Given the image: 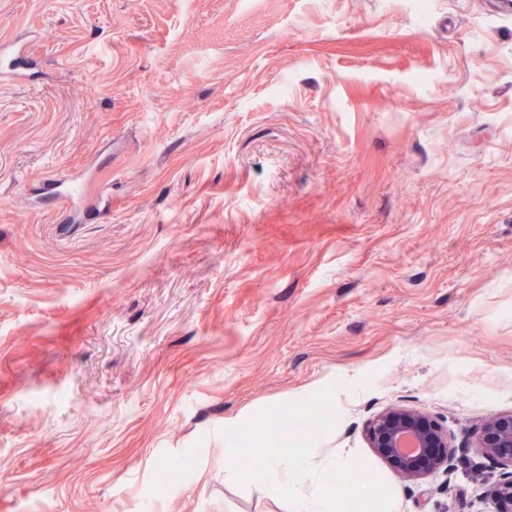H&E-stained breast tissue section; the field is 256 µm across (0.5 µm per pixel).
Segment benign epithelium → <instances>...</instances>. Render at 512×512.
Returning <instances> with one entry per match:
<instances>
[{
  "label": "benign epithelium",
  "instance_id": "1",
  "mask_svg": "<svg viewBox=\"0 0 512 512\" xmlns=\"http://www.w3.org/2000/svg\"><path fill=\"white\" fill-rule=\"evenodd\" d=\"M371 448L401 478L425 481L450 470L454 447L448 430L434 417L409 408H392L372 418L366 426ZM476 448L506 469L504 478L484 491L494 512H512V413L495 416L482 426Z\"/></svg>",
  "mask_w": 512,
  "mask_h": 512
}]
</instances>
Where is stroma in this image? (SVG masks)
Here are the masks:
<instances>
[{
  "label": "stroma",
  "instance_id": "1",
  "mask_svg": "<svg viewBox=\"0 0 512 512\" xmlns=\"http://www.w3.org/2000/svg\"><path fill=\"white\" fill-rule=\"evenodd\" d=\"M0 512H293L221 430L332 388L393 512H492L512 412V16L483 0H0ZM83 178L74 199L49 179ZM437 417L450 474L364 427ZM366 436L370 448L403 479L425 481L450 470L455 449L448 430L429 414L403 407L386 410L368 422ZM407 439L413 447L405 450ZM483 455L510 469L504 478L483 492L495 506L494 512L512 511V413L492 417L482 426L476 446Z\"/></svg>",
  "mask_w": 512,
  "mask_h": 512
}]
</instances>
